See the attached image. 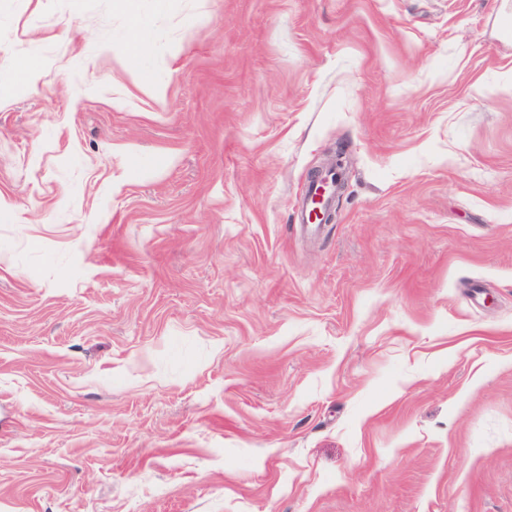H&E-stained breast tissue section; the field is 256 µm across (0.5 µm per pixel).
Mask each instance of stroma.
I'll list each match as a JSON object with an SVG mask.
<instances>
[{
	"label": "stroma",
	"mask_w": 512,
	"mask_h": 512,
	"mask_svg": "<svg viewBox=\"0 0 512 512\" xmlns=\"http://www.w3.org/2000/svg\"><path fill=\"white\" fill-rule=\"evenodd\" d=\"M510 25L0 0V512H512ZM336 174L327 173L323 177V179L319 182H309L305 187L304 191L301 194V202L299 207V220L300 224H310L308 217V210L306 211L305 203L307 199L311 197L321 196L324 197L325 200L329 198V186L331 182L334 180Z\"/></svg>",
	"instance_id": "35a3bbf8"
}]
</instances>
